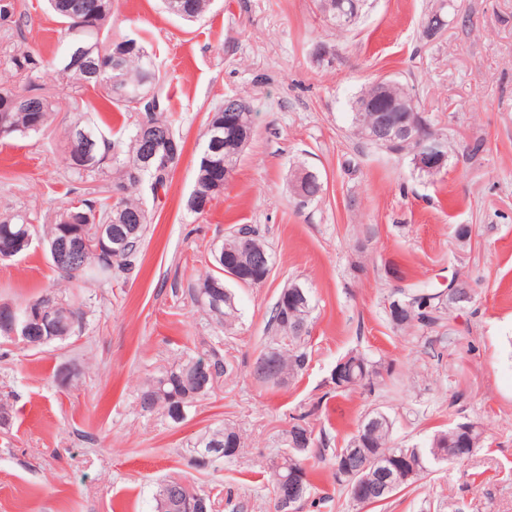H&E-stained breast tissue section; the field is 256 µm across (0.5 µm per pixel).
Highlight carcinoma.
Instances as JSON below:
<instances>
[{
  "label": "carcinoma",
  "mask_w": 512,
  "mask_h": 512,
  "mask_svg": "<svg viewBox=\"0 0 512 512\" xmlns=\"http://www.w3.org/2000/svg\"><path fill=\"white\" fill-rule=\"evenodd\" d=\"M52 12L64 23L70 39L67 52L60 59V72L70 83L71 88L80 92L87 88L99 90L100 98L119 109L136 114L131 131L124 140L107 138L99 127L83 118L74 123L95 140V153L86 158V143L75 137L67 142L66 165L71 176L84 178H112L108 195L96 198L76 200V205L60 208L51 222L45 225L44 233H39L33 218L26 213H15L0 219V251L11 244H21L32 239L42 240L46 249H51L58 240L70 234H90L99 227L118 230L124 236L125 245L118 252L107 249L95 259H91L78 272L56 266V270L70 281L87 282L90 279L109 281L112 275L127 273L136 264L142 245L147 239L152 217L145 203L131 195V191L149 183L152 195H157V188L167 190L171 173L180 163L184 143L176 137L168 109L155 92L159 83V74L152 58L143 45L135 38L121 37L112 40L104 48V54L94 50L86 52L79 58L72 56L73 51L83 47L90 48L100 43L99 34L112 15V0H99L105 7L92 26L73 24V13L78 5L88 0H48ZM179 6L184 11L201 17L209 6V0H165L167 10ZM23 14L18 12L14 0H0V30L8 34L17 28ZM0 65L15 71L33 73L42 66L40 57L31 52H4ZM380 91L378 80L374 79L361 86L350 103L351 131L359 138H364L369 125L374 121L371 112H360L357 104L365 99L375 97ZM149 94L158 104V111L146 112L134 105L140 95ZM18 95L13 87L0 83V130L3 137H28L44 133L52 124L53 104L40 94L27 95L19 103L13 99ZM242 123L233 132H220L223 140L215 142L214 128L224 127V109L218 106L212 112L207 124L204 139L200 147L196 182L206 180L224 182V174L233 170L240 159L237 153V140L254 134L253 115L242 113ZM145 125H156L164 129L173 138L176 152L169 155L168 164L161 168H146L141 164V132ZM234 240L226 237L214 256V270L198 279L192 288V297L214 322L221 327H232L237 319L238 309L232 292L226 286L224 271L233 269L238 274L234 284L255 286L264 282L265 270L250 265L233 247ZM393 300L400 305L395 312L387 307V317L393 327L405 330L412 327L434 329L441 326L444 315L450 309H461L472 302L469 285L456 281L455 287L448 292L428 291L420 288H400L393 295ZM23 309L54 307L59 311L49 325L44 327V341L62 340L61 328L67 319L65 311L73 303L44 296L32 302L19 304ZM313 309L312 296L308 289H303V297L292 302L289 289L281 290L271 311L268 322L270 336L260 355L267 350H274L279 384L297 375L308 364L310 353L306 337L309 336V316ZM202 356L209 359L208 367L213 369L206 385H201L197 378V361L191 358L178 364L175 368L154 378L143 388L139 395V405L144 412L165 410L174 421L184 418L189 404L205 395L214 383L226 372V364L219 349L211 347L204 350ZM342 363L336 364L332 381L340 392L363 388L370 392L381 384L382 374L376 362L360 351H351L341 357ZM394 421L390 415L379 409H372L364 414L357 428L346 439L342 448L329 447V440L323 436L315 437L319 456L330 455L332 465H337L340 456L356 446L372 454V462L363 471H350L338 468L334 470L336 483L356 504L364 505L366 501L355 494L357 486H368L378 490L376 498L388 499L404 485L411 484L424 477L430 466L436 463H462L469 459L476 448L481 446L483 431L473 422H459L448 429L433 435L426 448L403 447L395 444L392 433ZM314 434L305 417L298 418L287 433L288 452L271 461L270 494L277 496L278 488L288 484L293 474L305 477L304 494L299 506H304L311 496L313 472L304 464L312 449L298 444L304 434ZM199 455L205 457H224L232 459L239 455L242 445L240 434L232 427L209 430L200 436L196 443ZM411 460L417 467L415 476L399 469V464Z\"/></svg>",
  "instance_id": "cac0c4a2"
}]
</instances>
